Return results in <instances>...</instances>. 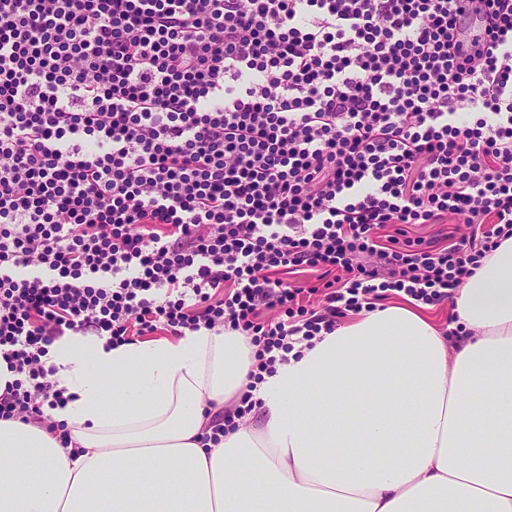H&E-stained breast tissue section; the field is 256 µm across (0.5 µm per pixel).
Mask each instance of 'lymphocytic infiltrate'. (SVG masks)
Instances as JSON below:
<instances>
[{"label": "lymphocytic infiltrate", "mask_w": 512, "mask_h": 512, "mask_svg": "<svg viewBox=\"0 0 512 512\" xmlns=\"http://www.w3.org/2000/svg\"><path fill=\"white\" fill-rule=\"evenodd\" d=\"M456 2L0 0V419L63 403L62 336L228 328L259 382L384 292L452 298L512 237V0Z\"/></svg>", "instance_id": "1"}]
</instances>
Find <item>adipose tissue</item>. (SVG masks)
Wrapping results in <instances>:
<instances>
[{
    "label": "adipose tissue",
    "instance_id": "ef3b65f1",
    "mask_svg": "<svg viewBox=\"0 0 512 512\" xmlns=\"http://www.w3.org/2000/svg\"><path fill=\"white\" fill-rule=\"evenodd\" d=\"M449 316L454 337L400 304L316 336L209 448L205 411L232 412L255 364L238 332L61 337L71 445L0 420V512H512V237Z\"/></svg>",
    "mask_w": 512,
    "mask_h": 512
}]
</instances>
